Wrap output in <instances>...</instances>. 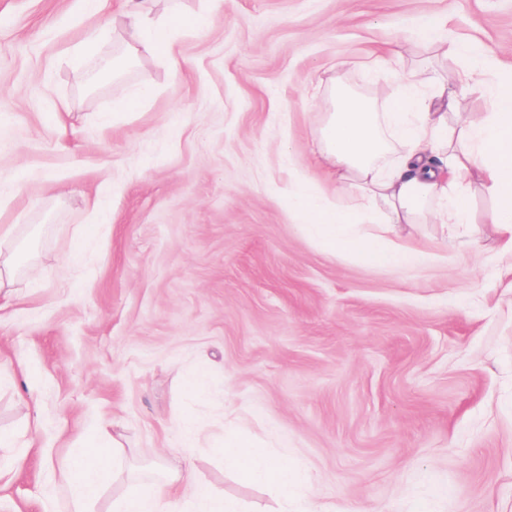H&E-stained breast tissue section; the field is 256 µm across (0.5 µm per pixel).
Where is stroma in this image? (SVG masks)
Wrapping results in <instances>:
<instances>
[{"label":"stroma","mask_w":512,"mask_h":512,"mask_svg":"<svg viewBox=\"0 0 512 512\" xmlns=\"http://www.w3.org/2000/svg\"><path fill=\"white\" fill-rule=\"evenodd\" d=\"M184 7L209 25L129 58L120 10L0 0V252L39 272L0 293V433L40 422L22 466L0 447V512H67L61 471L99 426L123 464L185 462L242 512H281L225 468L222 421L307 475L294 512H512V251L492 200L474 186L471 223L403 227L424 256L408 268L329 253L288 210L298 180L350 200L316 158L333 83L381 102L425 59L459 111L487 112L436 49L360 64L423 15L511 65L512 0ZM143 87L144 107L113 111Z\"/></svg>","instance_id":"stroma-1"}]
</instances>
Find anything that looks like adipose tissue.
Masks as SVG:
<instances>
[{
	"label": "adipose tissue",
	"instance_id": "1",
	"mask_svg": "<svg viewBox=\"0 0 512 512\" xmlns=\"http://www.w3.org/2000/svg\"><path fill=\"white\" fill-rule=\"evenodd\" d=\"M130 53L148 50L165 56L173 36L199 30L204 14H187L182 0H168L165 17L154 15V0H123ZM443 21H409L404 38L438 46L443 55L462 60L459 78L488 84L491 108L479 118L449 121L453 103L447 86L430 72L407 80L384 108L340 93L336 109L319 130V157L346 172L354 201L343 206L312 196L296 183L288 208L299 224L331 253H357L394 267L417 264L422 256L396 241L400 224L471 223L467 188L479 183L496 203L493 222L512 245V69L486 59L471 45L443 38ZM224 460L239 475L276 488L289 497L301 478L287 459H272L252 440L224 432ZM119 438L99 428L89 447L79 449L62 473L69 492L68 512H92L99 487L109 480ZM165 491L153 482L129 477L118 512H177L170 493L181 473L162 471Z\"/></svg>",
	"mask_w": 512,
	"mask_h": 512
}]
</instances>
